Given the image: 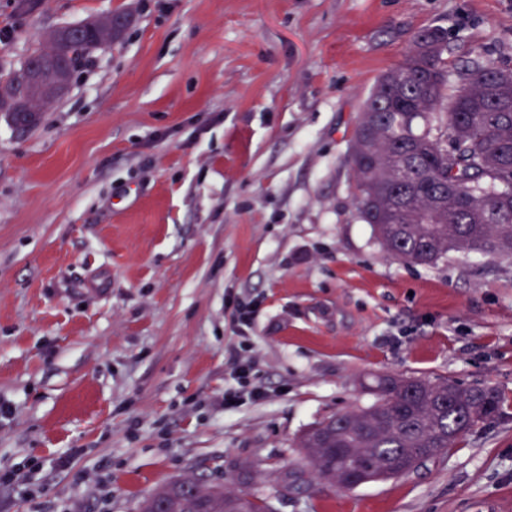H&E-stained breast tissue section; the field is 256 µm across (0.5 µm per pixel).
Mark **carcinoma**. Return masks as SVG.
<instances>
[{
    "label": "carcinoma",
    "mask_w": 512,
    "mask_h": 512,
    "mask_svg": "<svg viewBox=\"0 0 512 512\" xmlns=\"http://www.w3.org/2000/svg\"><path fill=\"white\" fill-rule=\"evenodd\" d=\"M122 16L91 18L81 36L55 29L11 79L0 86V112L16 126L30 127L21 111L43 113L52 102L28 94L26 70L62 69L73 74L94 48L117 37ZM427 48L423 31L382 74L365 100L351 140L356 206L383 250L417 265H432L451 253L512 260V87L489 94L500 66L470 61L448 87V34ZM375 402L334 414L309 427L298 440L301 457L282 473L296 484L310 471L341 490L354 486L338 477L366 472L384 476L412 460L441 455L457 439L499 414L491 387L466 388L447 379L383 375ZM143 500L140 512H272L266 502L221 486H203L192 474Z\"/></svg>",
    "instance_id": "cac0c4a2"
}]
</instances>
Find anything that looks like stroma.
Masks as SVG:
<instances>
[{"instance_id": "obj_1", "label": "stroma", "mask_w": 512, "mask_h": 512, "mask_svg": "<svg viewBox=\"0 0 512 512\" xmlns=\"http://www.w3.org/2000/svg\"><path fill=\"white\" fill-rule=\"evenodd\" d=\"M133 22L33 127L0 114V512H138L191 471L276 512H512V262L388 255L350 142L417 31L512 67V0H0V84L64 25ZM250 363L260 397L224 400ZM382 374L495 388L414 471L284 485Z\"/></svg>"}]
</instances>
